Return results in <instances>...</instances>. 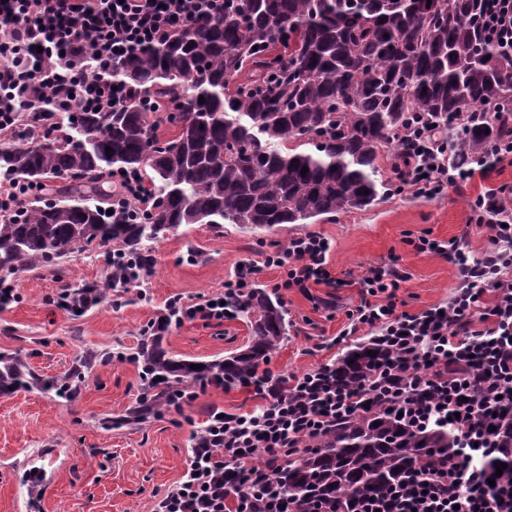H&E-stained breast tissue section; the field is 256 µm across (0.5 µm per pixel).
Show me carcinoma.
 <instances>
[{"instance_id": "carcinoma-1", "label": "carcinoma", "mask_w": 512, "mask_h": 512, "mask_svg": "<svg viewBox=\"0 0 512 512\" xmlns=\"http://www.w3.org/2000/svg\"><path fill=\"white\" fill-rule=\"evenodd\" d=\"M475 0H224V14L179 30L112 68L136 89L110 112H32L0 144V180L50 191L0 220V287L24 270L51 266L73 253L104 249L105 286L68 289L70 309L112 302L156 264L153 244L192 224L221 232L279 224H315L374 205L390 189L379 165L386 148L403 149L398 132L410 114L445 123L491 105L512 113V63L471 28ZM205 102L199 103V97ZM175 99L177 112L166 111ZM164 125L175 127L169 140ZM505 134L495 117L465 129L451 144L476 156ZM112 148L106 153V148ZM308 168L301 174L302 168ZM137 171L148 193L133 216L107 214L112 195L86 196ZM68 179L66 185L52 181ZM225 308L251 332L246 349L199 363L162 345L160 325L147 326L131 358L141 368V395L112 420L142 424L210 383L230 387L263 377L270 353L286 336L282 303L265 288L224 295ZM118 352H86L61 379L25 371L19 353L0 356V392L36 383L72 400L85 375ZM386 353L367 342L336 359V383L356 386ZM378 426H373V423ZM502 477L512 480V407L498 415ZM455 444L444 429H409L395 413L368 406L336 425L314 450L278 471L276 483L299 506H346L378 497L411 469Z\"/></svg>"}]
</instances>
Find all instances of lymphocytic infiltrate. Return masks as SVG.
Masks as SVG:
<instances>
[{"label":"lymphocytic infiltrate","instance_id":"lymphocytic-infiltrate-1","mask_svg":"<svg viewBox=\"0 0 512 512\" xmlns=\"http://www.w3.org/2000/svg\"><path fill=\"white\" fill-rule=\"evenodd\" d=\"M223 10L224 0H0V29L8 32L0 38V134L16 130L29 112L76 105L111 111L133 95L113 84V66ZM476 23L497 56L512 60V0H478ZM398 139L404 150L389 158L398 195L433 199L512 164L510 139L456 165L423 118ZM469 211L470 223L486 230L483 249L473 250L465 235L414 244L448 258L460 273L443 307L399 309L409 276L396 260L360 277L361 300L330 344L364 334L389 359L359 389L337 387L328 362L284 384L256 382L261 402L249 412L210 409L182 482L154 512H293L287 494L273 489L277 471L368 402L401 413L414 429L449 427L456 448L412 469L382 500L312 512H512V487L490 486L487 466L498 452L495 415L512 403V185L478 193ZM331 249L328 238L304 234L266 254L264 264L281 271L276 289L336 288Z\"/></svg>","mask_w":512,"mask_h":512}]
</instances>
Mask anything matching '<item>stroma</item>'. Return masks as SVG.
<instances>
[{"instance_id": "35a3bbf8", "label": "stroma", "mask_w": 512, "mask_h": 512, "mask_svg": "<svg viewBox=\"0 0 512 512\" xmlns=\"http://www.w3.org/2000/svg\"><path fill=\"white\" fill-rule=\"evenodd\" d=\"M503 183L512 184L510 165L489 182L473 181L461 194L451 190L436 199L388 195L372 208L317 224L256 232L228 224L220 233L194 224L156 244V266L141 280L139 297L78 316L58 306L60 294L83 281H104L107 268L98 249L67 255L57 265L17 276V301L0 308V353H20L29 370L56 379L83 351H131L172 298L193 304L223 294L225 280L245 261L259 267L257 286L271 288L281 273L264 266L265 254L286 247L297 235L316 233L331 240L329 270L345 285L315 287L307 295L293 288L280 295L289 331L268 370L276 379L301 375L335 359L337 351L327 342L359 304L356 282L371 265L397 257L409 275L399 292L407 311L446 303L460 279L457 268L441 256L414 250L405 239L446 240L466 233L474 249H482L485 231L468 223L469 201L486 185ZM249 341L246 323L238 317L183 321L168 329L164 345L177 356L207 362L242 350ZM140 387L137 365L115 359L87 376L70 401L39 388L0 394V512H152L157 496L178 486L189 467L191 436L202 426L203 408L241 413L257 403L244 386H210L181 412L163 413L143 425L103 427V419L135 402ZM35 466L44 476L32 493L23 478Z\"/></svg>"}]
</instances>
